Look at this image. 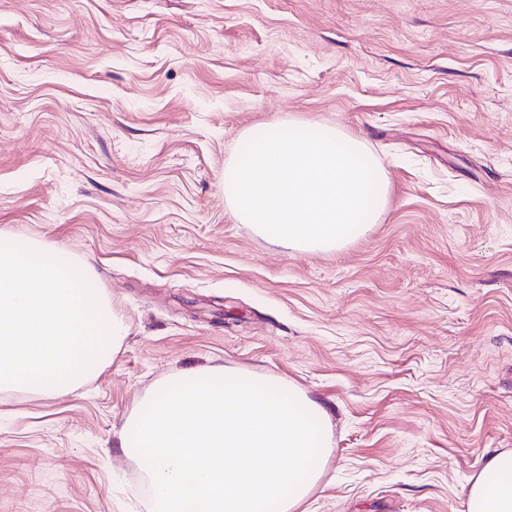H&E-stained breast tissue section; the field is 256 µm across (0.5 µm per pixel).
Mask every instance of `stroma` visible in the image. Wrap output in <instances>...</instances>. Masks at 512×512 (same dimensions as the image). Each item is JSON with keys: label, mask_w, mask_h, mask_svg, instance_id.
Listing matches in <instances>:
<instances>
[{"label": "stroma", "mask_w": 512, "mask_h": 512, "mask_svg": "<svg viewBox=\"0 0 512 512\" xmlns=\"http://www.w3.org/2000/svg\"><path fill=\"white\" fill-rule=\"evenodd\" d=\"M278 119L385 168L345 248L234 217L224 167ZM0 232L92 265L129 328L71 393L0 392V512H148L123 419L214 365L326 408L298 512H463L512 450V0H0Z\"/></svg>", "instance_id": "obj_1"}]
</instances>
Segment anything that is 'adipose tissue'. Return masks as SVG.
<instances>
[{
    "label": "adipose tissue",
    "instance_id": "1",
    "mask_svg": "<svg viewBox=\"0 0 512 512\" xmlns=\"http://www.w3.org/2000/svg\"><path fill=\"white\" fill-rule=\"evenodd\" d=\"M465 512H512V451L492 456L472 480Z\"/></svg>",
    "mask_w": 512,
    "mask_h": 512
}]
</instances>
